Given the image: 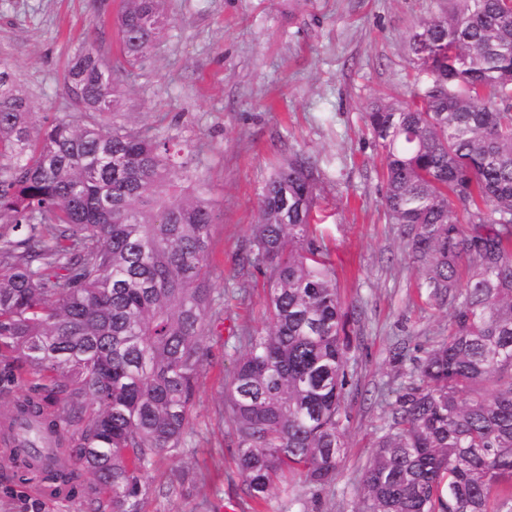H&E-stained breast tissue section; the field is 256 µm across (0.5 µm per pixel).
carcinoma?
I'll return each mask as SVG.
<instances>
[{"instance_id":"cac0c4a2","label":"carcinoma","mask_w":512,"mask_h":512,"mask_svg":"<svg viewBox=\"0 0 512 512\" xmlns=\"http://www.w3.org/2000/svg\"><path fill=\"white\" fill-rule=\"evenodd\" d=\"M116 68L83 48L64 91L78 117L35 126L0 68V357L48 380L17 397L38 443L0 450V470L45 495L81 491L110 512H144L155 458L186 447L201 342L223 321L214 296V207L191 192L190 151L172 137L87 123L115 111L118 73L142 67L165 0H121ZM425 80L365 113L381 151L383 204L411 244L448 337L392 392L361 476L359 512H512V0H453L410 38ZM313 163L265 182L249 249L269 324L243 332L225 382L244 493L267 500L299 476L336 481L352 349L336 274L312 231ZM470 225V231L462 225ZM56 448L61 464L42 463Z\"/></svg>"}]
</instances>
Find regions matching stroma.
Returning <instances> with one entry per match:
<instances>
[{
  "label": "stroma",
  "instance_id": "1",
  "mask_svg": "<svg viewBox=\"0 0 512 512\" xmlns=\"http://www.w3.org/2000/svg\"><path fill=\"white\" fill-rule=\"evenodd\" d=\"M448 0H166L168 25L150 60L126 76L108 122L169 133L193 150V165L219 215L212 228L215 292L224 324L204 336L203 366L180 452L158 457L146 479L145 512H253L229 450L231 424L218 410L237 357V335L262 328L266 294L251 288L239 258L249 247L258 194L296 152L318 185L316 234L336 270L352 338L343 461L323 490L272 488L264 512H357L360 479L389 420L387 393L448 334L449 301L420 294L424 274L382 206V165L364 112L383 97L407 99L411 34ZM119 0H0V64L13 73L35 122L67 118L69 59L93 47L119 56ZM405 346L407 360L394 354ZM193 480L168 494L174 472ZM81 494L42 496L0 471V512H91Z\"/></svg>",
  "mask_w": 512,
  "mask_h": 512
}]
</instances>
